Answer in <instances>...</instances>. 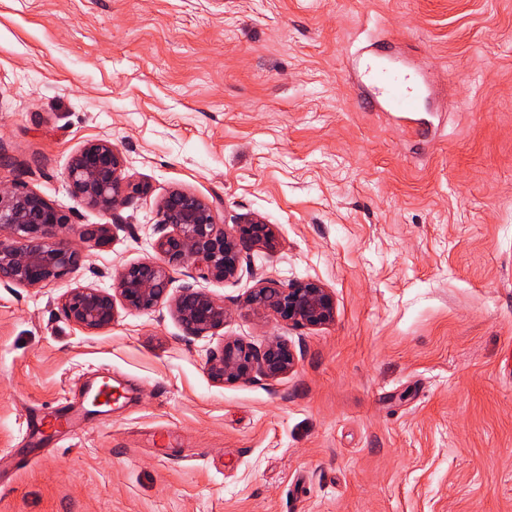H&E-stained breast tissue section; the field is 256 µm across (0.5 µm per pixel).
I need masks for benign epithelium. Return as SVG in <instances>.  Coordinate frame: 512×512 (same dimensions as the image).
<instances>
[{"label":"benign epithelium","mask_w":512,"mask_h":512,"mask_svg":"<svg viewBox=\"0 0 512 512\" xmlns=\"http://www.w3.org/2000/svg\"><path fill=\"white\" fill-rule=\"evenodd\" d=\"M65 178L77 199L111 219L109 224L83 225L78 235L98 248L109 247L112 227L121 225V211L132 194L145 188L127 181L124 160L108 139L86 143L71 160ZM69 224V215L26 183L0 189V282L36 288L77 271L85 255L58 238V231ZM157 226L158 258L119 269L110 288L78 286L65 292L62 311L72 325L98 332L112 326L119 304L131 313L155 309L167 297L176 267L194 269V280H231L238 276L250 250L276 247L273 225L261 217H246L228 228L217 223L213 203L185 189H174L161 199ZM245 306L299 327H325L336 321V299L317 280L284 284L263 277L248 291ZM174 309L188 336H202L223 326L227 316L224 303L193 283L179 288ZM296 363L297 354L277 336L261 347L230 340L221 352L211 355L208 374L223 384L244 380L254 371L277 379Z\"/></svg>","instance_id":"obj_1"}]
</instances>
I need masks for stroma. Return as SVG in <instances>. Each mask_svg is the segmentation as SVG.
I'll return each mask as SVG.
<instances>
[{"label":"stroma","mask_w":512,"mask_h":512,"mask_svg":"<svg viewBox=\"0 0 512 512\" xmlns=\"http://www.w3.org/2000/svg\"><path fill=\"white\" fill-rule=\"evenodd\" d=\"M430 94L363 106L357 53ZM108 139L132 182L111 247L65 180ZM26 182L86 255L67 284H0V512H512V0H0V185ZM182 188L219 223L274 224L238 278L200 286L222 328L169 304L88 333L66 287L155 258ZM334 293L324 328L254 314L257 278ZM278 336L287 375L218 384L225 339ZM111 371L125 398L91 407ZM74 433L41 419L61 399Z\"/></svg>","instance_id":"stroma-1"}]
</instances>
